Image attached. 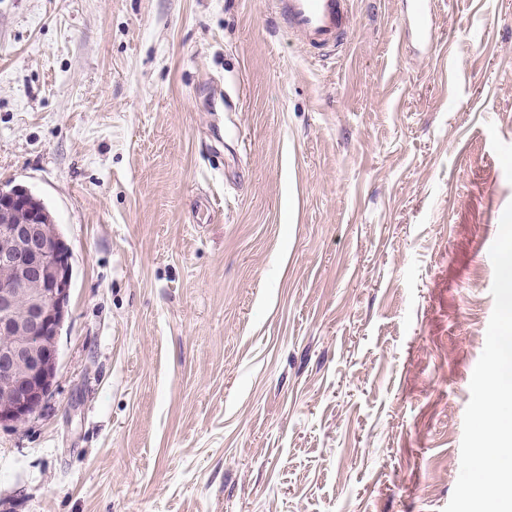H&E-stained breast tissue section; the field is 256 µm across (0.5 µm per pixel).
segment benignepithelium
I'll use <instances>...</instances> for the list:
<instances>
[{"mask_svg":"<svg viewBox=\"0 0 512 512\" xmlns=\"http://www.w3.org/2000/svg\"><path fill=\"white\" fill-rule=\"evenodd\" d=\"M54 229L30 216L0 224V428L16 427L39 413L56 376L58 337L68 312L71 268L52 245ZM28 308L15 313L18 296Z\"/></svg>","mask_w":512,"mask_h":512,"instance_id":"obj_1","label":"benign epithelium"}]
</instances>
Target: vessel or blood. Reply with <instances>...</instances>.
<instances>
[{
  "label": "vessel or blood",
  "instance_id": "vessel-or-blood-1",
  "mask_svg": "<svg viewBox=\"0 0 512 512\" xmlns=\"http://www.w3.org/2000/svg\"><path fill=\"white\" fill-rule=\"evenodd\" d=\"M351 0H265V8L278 18L286 32L318 57L335 55L344 45L351 16ZM426 0H406L405 20L423 44L436 40L425 13Z\"/></svg>",
  "mask_w": 512,
  "mask_h": 512
}]
</instances>
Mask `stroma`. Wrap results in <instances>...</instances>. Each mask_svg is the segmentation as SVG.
Returning a JSON list of instances; mask_svg holds the SVG:
<instances>
[{"label": "stroma", "instance_id": "stroma-1", "mask_svg": "<svg viewBox=\"0 0 512 512\" xmlns=\"http://www.w3.org/2000/svg\"><path fill=\"white\" fill-rule=\"evenodd\" d=\"M0 0V184L71 255L0 512H442L512 203V0ZM351 0H267L264 7L286 32L310 50L314 58L335 55L344 45ZM430 1L426 0H406V10L404 13V21L410 23L411 31L425 45H434L436 36L432 25L427 19L425 13V5ZM407 25V24H406Z\"/></svg>", "mask_w": 512, "mask_h": 512}]
</instances>
